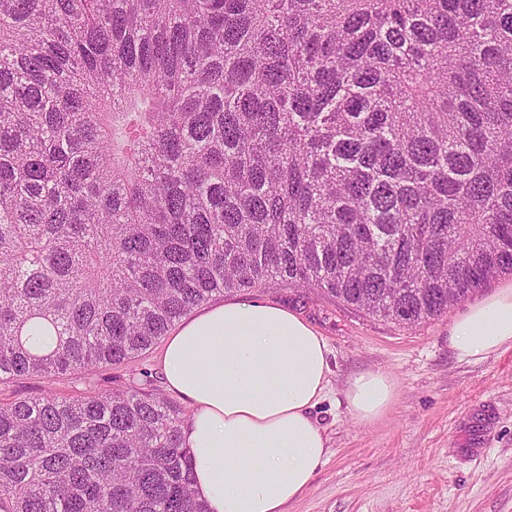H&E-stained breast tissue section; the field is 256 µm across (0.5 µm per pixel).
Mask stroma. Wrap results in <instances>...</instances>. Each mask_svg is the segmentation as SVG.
Instances as JSON below:
<instances>
[{
    "mask_svg": "<svg viewBox=\"0 0 512 512\" xmlns=\"http://www.w3.org/2000/svg\"><path fill=\"white\" fill-rule=\"evenodd\" d=\"M241 296L300 313L329 348V388L313 411L328 454L287 512H512V347L459 360L448 347L454 308L405 328L276 283ZM160 354L156 346L130 365L104 368L88 386L11 377L0 381V399L105 392L140 385L147 374L161 389ZM370 369L388 373L397 396L368 426L347 413L343 390Z\"/></svg>",
    "mask_w": 512,
    "mask_h": 512,
    "instance_id": "obj_1",
    "label": "stroma"
}]
</instances>
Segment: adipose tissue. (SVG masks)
<instances>
[{"label":"adipose tissue","instance_id":"ef3b65f1","mask_svg":"<svg viewBox=\"0 0 512 512\" xmlns=\"http://www.w3.org/2000/svg\"><path fill=\"white\" fill-rule=\"evenodd\" d=\"M448 346L469 361L512 346V279L453 319ZM328 354L308 322L270 301L228 300L174 327L161 368L168 391L192 408L183 444L208 512H285L308 488L328 448L309 415L329 384ZM343 397L350 416L369 424L393 406L396 385L361 371Z\"/></svg>","mask_w":512,"mask_h":512}]
</instances>
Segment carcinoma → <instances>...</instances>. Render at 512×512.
<instances>
[{
	"label": "carcinoma",
	"instance_id": "obj_1",
	"mask_svg": "<svg viewBox=\"0 0 512 512\" xmlns=\"http://www.w3.org/2000/svg\"><path fill=\"white\" fill-rule=\"evenodd\" d=\"M507 273L512 0H0V377L275 281L413 328ZM184 422L0 402V512H206Z\"/></svg>",
	"mask_w": 512,
	"mask_h": 512
}]
</instances>
